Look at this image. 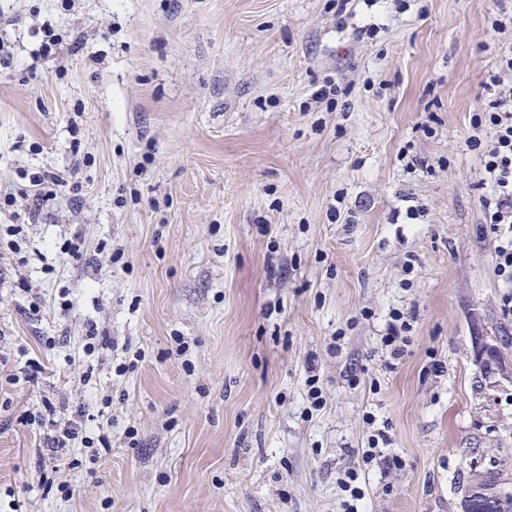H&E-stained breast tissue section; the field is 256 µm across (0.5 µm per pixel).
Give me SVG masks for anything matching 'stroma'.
<instances>
[{"mask_svg":"<svg viewBox=\"0 0 512 512\" xmlns=\"http://www.w3.org/2000/svg\"><path fill=\"white\" fill-rule=\"evenodd\" d=\"M336 4L0 0V512H461L512 448L467 145L512 30L491 0ZM43 170L74 188L31 222ZM378 433L401 468L364 463ZM59 412L60 426L56 431L55 435L49 436V443L47 444L48 456L50 459L57 460L62 458L59 452L63 448H69L71 441H75L80 434L79 422L76 416L73 415L72 410L69 407L62 406Z\"/></svg>","mask_w":512,"mask_h":512,"instance_id":"stroma-1","label":"stroma"}]
</instances>
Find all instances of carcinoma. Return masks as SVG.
<instances>
[{"label": "carcinoma", "mask_w": 512, "mask_h": 512, "mask_svg": "<svg viewBox=\"0 0 512 512\" xmlns=\"http://www.w3.org/2000/svg\"><path fill=\"white\" fill-rule=\"evenodd\" d=\"M470 480L461 502L462 512H512V454L503 467L469 468Z\"/></svg>", "instance_id": "carcinoma-1"}]
</instances>
